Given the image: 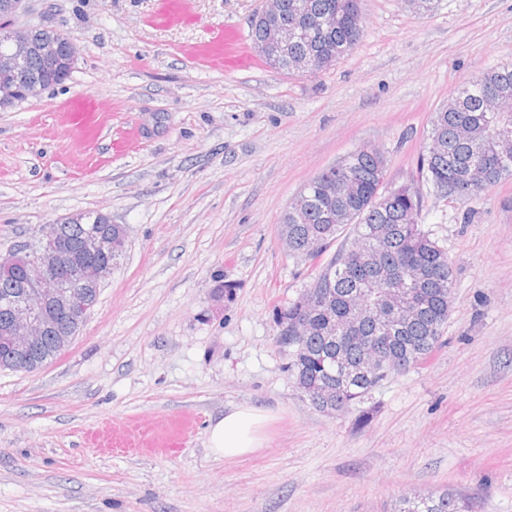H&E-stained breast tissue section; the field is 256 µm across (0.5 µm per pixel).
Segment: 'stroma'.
Listing matches in <instances>:
<instances>
[{"label":"stroma","mask_w":512,"mask_h":512,"mask_svg":"<svg viewBox=\"0 0 512 512\" xmlns=\"http://www.w3.org/2000/svg\"><path fill=\"white\" fill-rule=\"evenodd\" d=\"M265 0H31L21 23L77 49L62 85L0 111V252L99 210L123 256L71 345L0 369V512H398L450 491L512 512V178L463 203L418 173L434 113L512 63V0H361L363 35L318 76L228 69ZM95 112L98 130L71 128ZM414 184L454 269L442 343L328 414L295 387L278 313L314 271L279 221L357 146ZM269 412L256 453L212 455V421Z\"/></svg>","instance_id":"35a3bbf8"}]
</instances>
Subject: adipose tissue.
<instances>
[{"label":"adipose tissue","mask_w":512,"mask_h":512,"mask_svg":"<svg viewBox=\"0 0 512 512\" xmlns=\"http://www.w3.org/2000/svg\"><path fill=\"white\" fill-rule=\"evenodd\" d=\"M264 411L241 405L228 410L208 429L207 445L212 454L224 458L241 457L263 446Z\"/></svg>","instance_id":"ef3b65f1"}]
</instances>
